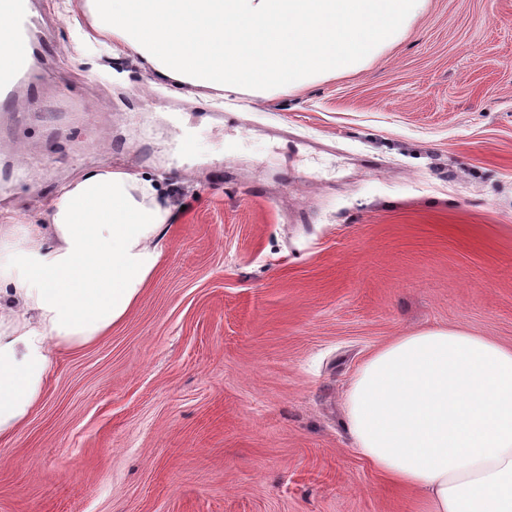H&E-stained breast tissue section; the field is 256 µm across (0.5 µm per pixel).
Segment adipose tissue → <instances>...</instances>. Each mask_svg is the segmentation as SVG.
Wrapping results in <instances>:
<instances>
[{"mask_svg": "<svg viewBox=\"0 0 512 512\" xmlns=\"http://www.w3.org/2000/svg\"><path fill=\"white\" fill-rule=\"evenodd\" d=\"M426 0H86L95 37L163 82L272 93L366 66ZM173 207L105 164L57 187L47 221L0 225V441L41 402L59 352L103 338L163 255ZM359 454L424 512H512V346L461 327L395 337L344 401Z\"/></svg>", "mask_w": 512, "mask_h": 512, "instance_id": "obj_1", "label": "adipose tissue"}]
</instances>
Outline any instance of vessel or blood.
Wrapping results in <instances>:
<instances>
[{"label":"vessel or blood","mask_w":512,"mask_h":512,"mask_svg":"<svg viewBox=\"0 0 512 512\" xmlns=\"http://www.w3.org/2000/svg\"><path fill=\"white\" fill-rule=\"evenodd\" d=\"M0 16L10 22L8 50L12 63L0 68V113L6 115L17 112V90L33 81V64L45 47L36 37L40 19L32 0H0Z\"/></svg>","instance_id":"b4317fda"}]
</instances>
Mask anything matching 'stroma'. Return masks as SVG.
I'll use <instances>...</instances> for the list:
<instances>
[{"mask_svg":"<svg viewBox=\"0 0 512 512\" xmlns=\"http://www.w3.org/2000/svg\"><path fill=\"white\" fill-rule=\"evenodd\" d=\"M84 0H38L56 80L0 128L22 225L109 163L179 206L126 316L0 442V512H423L343 395L422 328L512 346V0H426L363 69L266 98L158 86Z\"/></svg>","mask_w":512,"mask_h":512,"instance_id":"obj_1","label":"stroma"}]
</instances>
